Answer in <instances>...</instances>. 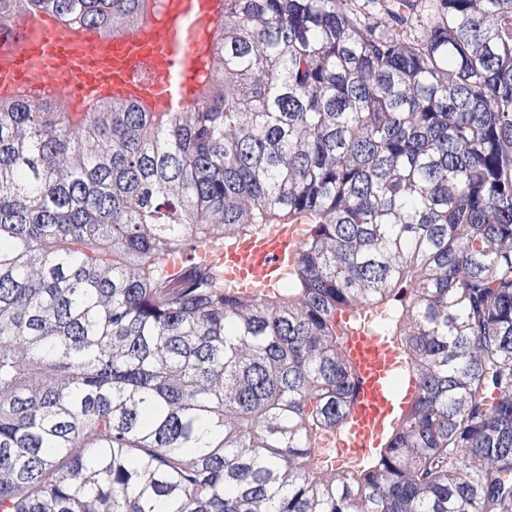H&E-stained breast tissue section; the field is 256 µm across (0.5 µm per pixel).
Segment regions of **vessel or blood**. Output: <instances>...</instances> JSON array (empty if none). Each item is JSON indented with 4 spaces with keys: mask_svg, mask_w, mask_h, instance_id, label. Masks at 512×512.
<instances>
[{
    "mask_svg": "<svg viewBox=\"0 0 512 512\" xmlns=\"http://www.w3.org/2000/svg\"><path fill=\"white\" fill-rule=\"evenodd\" d=\"M215 8V0H161L158 15L117 35L65 23L47 12L21 11L11 29L0 34V96L61 93L81 112L118 96L152 112L176 111L214 66ZM304 230L301 224H275L203 254L201 264L254 294L290 269ZM338 326L357 392L336 433L337 453L358 463L396 426L417 386L409 384L402 396L393 386L406 369L396 337L351 323L346 315Z\"/></svg>",
    "mask_w": 512,
    "mask_h": 512,
    "instance_id": "vessel-or-blood-1",
    "label": "vessel or blood"
}]
</instances>
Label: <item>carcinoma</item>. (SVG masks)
<instances>
[{"label":"carcinoma","instance_id":"1","mask_svg":"<svg viewBox=\"0 0 512 512\" xmlns=\"http://www.w3.org/2000/svg\"><path fill=\"white\" fill-rule=\"evenodd\" d=\"M214 53L178 112L0 97V512H512V0H224ZM268 224L262 297L168 272ZM375 311L418 393L337 469Z\"/></svg>","mask_w":512,"mask_h":512}]
</instances>
